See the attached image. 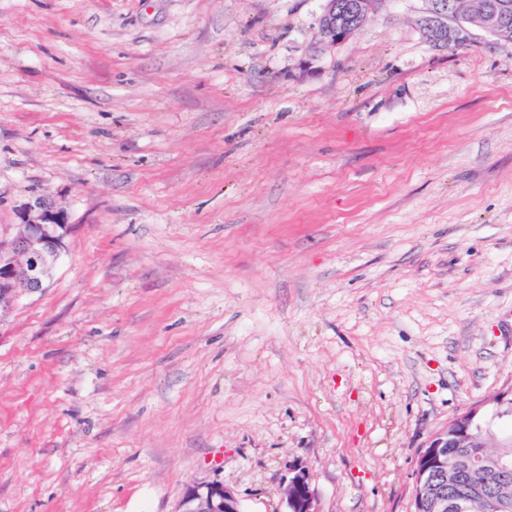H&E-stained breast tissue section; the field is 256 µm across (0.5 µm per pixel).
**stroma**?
I'll return each mask as SVG.
<instances>
[{"label": "stroma", "mask_w": 512, "mask_h": 512, "mask_svg": "<svg viewBox=\"0 0 512 512\" xmlns=\"http://www.w3.org/2000/svg\"><path fill=\"white\" fill-rule=\"evenodd\" d=\"M324 4L0 0V227H74L0 313V512H413L512 383V43ZM336 13V0H326L323 15L324 25L322 26V41L330 46H336L344 42L350 35V31L336 29V24L331 23ZM283 493L285 510L281 512H319L309 476L302 465H296ZM176 512H243L239 497L215 480L189 485Z\"/></svg>", "instance_id": "stroma-1"}]
</instances>
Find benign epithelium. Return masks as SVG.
<instances>
[{"mask_svg":"<svg viewBox=\"0 0 512 512\" xmlns=\"http://www.w3.org/2000/svg\"><path fill=\"white\" fill-rule=\"evenodd\" d=\"M390 0H357V25L384 10ZM427 8L419 19L421 31L434 47L464 46L474 35H486L512 42V26L506 20L508 4L496 11L483 10L475 17L463 16L452 0H424ZM336 0H325L322 41L330 46L344 42L350 33L336 28L332 19ZM60 212L37 199L27 207L6 242L0 240V312L13 308L25 294L45 288L51 269L59 260L65 238L71 233ZM494 421L477 422L475 416L461 417L436 432L420 453L415 474L417 497L424 512H512V498L477 484L461 495L448 494V480L466 467L491 472L504 484L512 481V458L485 453L488 442L499 443L491 433ZM465 444L471 453L462 459L448 456V445ZM283 512H319L306 469L297 465L283 493ZM177 512H243L239 497L223 483H194L188 486Z\"/></svg>","mask_w":512,"mask_h":512,"instance_id":"1","label":"benign epithelium"}]
</instances>
